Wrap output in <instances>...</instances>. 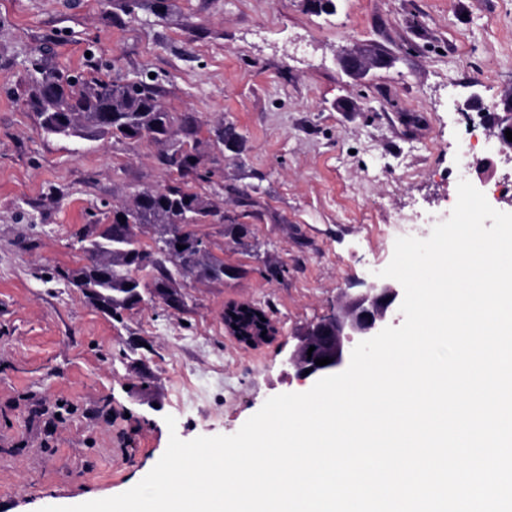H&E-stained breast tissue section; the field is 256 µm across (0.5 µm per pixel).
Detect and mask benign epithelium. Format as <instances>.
Segmentation results:
<instances>
[{
  "label": "benign epithelium",
  "instance_id": "7a95c632",
  "mask_svg": "<svg viewBox=\"0 0 512 512\" xmlns=\"http://www.w3.org/2000/svg\"><path fill=\"white\" fill-rule=\"evenodd\" d=\"M341 70L354 75L363 68L361 56L344 52L338 56ZM492 128L499 143L512 148L505 131H512V100L503 114H494ZM173 238H165L154 247V261L168 258L177 249L180 239L177 226H169ZM401 288L394 280L374 279L355 294H345L339 313L309 325L300 335L299 343L288 353L287 364L305 381L343 372L350 363L351 351L357 343L369 339L389 325V319L400 308ZM224 329L229 335L248 346L267 343L277 335V328L260 309L249 304H232L224 308ZM312 355H307L310 347ZM328 357L332 362L319 366L315 361ZM310 373H305V370Z\"/></svg>",
  "mask_w": 512,
  "mask_h": 512
}]
</instances>
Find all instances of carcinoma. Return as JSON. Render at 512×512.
Here are the masks:
<instances>
[{
  "mask_svg": "<svg viewBox=\"0 0 512 512\" xmlns=\"http://www.w3.org/2000/svg\"><path fill=\"white\" fill-rule=\"evenodd\" d=\"M161 92L150 80L128 83L119 76L111 79L70 75L56 69L38 68L31 76L25 104L41 116V128L49 134L86 139L110 135L117 141L149 140L163 145L157 160L178 175L176 182L158 190L138 193L132 203L112 209V216L96 231L80 238L81 250L90 266L61 275L82 288L78 276L112 303V319L134 309L132 272L139 268L150 247L136 233L142 224L159 227L181 224L184 214L194 212L203 218L218 215L214 201L192 190L190 183L209 182L213 171L199 151L200 125L189 112L174 113L160 103ZM218 144L228 150L239 146L241 134L233 124L216 131ZM126 221H119V216ZM224 236L238 243L248 237V225L222 215ZM151 286L163 292L189 276L221 281L235 275L234 268L214 255L209 248L184 252L173 259L149 265Z\"/></svg>",
  "mask_w": 512,
  "mask_h": 512,
  "instance_id": "carcinoma-1",
  "label": "carcinoma"
}]
</instances>
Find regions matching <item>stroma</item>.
Listing matches in <instances>:
<instances>
[{
  "mask_svg": "<svg viewBox=\"0 0 512 512\" xmlns=\"http://www.w3.org/2000/svg\"><path fill=\"white\" fill-rule=\"evenodd\" d=\"M335 5L0 0V512L121 494L170 433L231 435L268 398L308 391L285 359L343 291L389 264L386 225L447 219L454 145L512 95V0ZM346 50L389 63L349 76L336 61ZM36 62L155 75L163 104L198 118L225 190H196L251 234L236 245L221 224L196 231L237 279H188L183 310L148 299L118 323L59 277L83 264L91 218L170 175L146 140L45 135L20 98ZM476 83L479 109L456 111ZM228 123L240 152L216 142ZM231 303L262 308L276 338L251 348L229 336Z\"/></svg>",
  "mask_w": 512,
  "mask_h": 512,
  "instance_id": "1",
  "label": "stroma"
}]
</instances>
